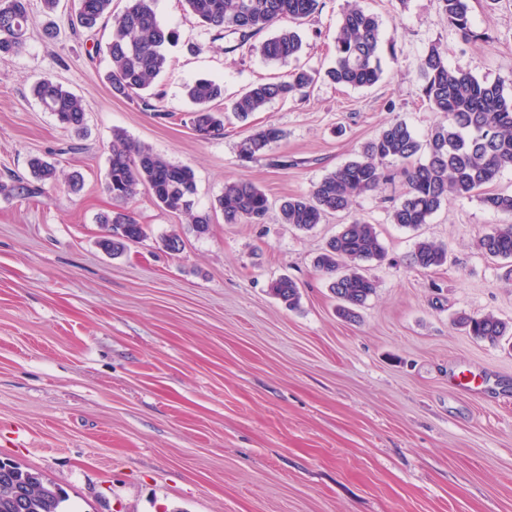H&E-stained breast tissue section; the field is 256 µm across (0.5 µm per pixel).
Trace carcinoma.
<instances>
[{
	"label": "carcinoma",
	"mask_w": 512,
	"mask_h": 512,
	"mask_svg": "<svg viewBox=\"0 0 512 512\" xmlns=\"http://www.w3.org/2000/svg\"><path fill=\"white\" fill-rule=\"evenodd\" d=\"M156 0H128L125 9L112 13V0H78L79 25L95 29L102 21L111 23L107 53L112 68L106 79L112 95L138 99L144 110L162 115L158 96L150 92L167 64V47L173 34L157 19ZM201 23L220 32L238 35L242 45L283 19L303 20L319 10V0H185ZM448 23L463 38L473 35L469 0H441ZM29 0H0V55L13 54L25 44ZM380 23L357 3L344 11L336 37L335 62L326 76L336 84L354 88L374 85L381 76L378 55ZM302 39L291 28L281 29L260 43L257 50L267 61L295 57ZM424 80L423 95L430 109L444 114L447 122L434 126L419 138L408 124L395 119L362 146L359 157L346 162L315 183L306 196L280 200L281 223L310 230L331 212L350 209L353 200L377 189L388 180V167H399L405 191L390 213L391 223L417 229L429 223L443 203L451 199L477 198L488 210L506 217L491 231L482 234L477 249L491 258L512 259V193L490 192L502 170L512 167V97L500 85L479 80L471 71L448 66L445 54L433 46L418 64ZM315 80L313 73L298 70L284 80L258 83L240 96L231 107L234 117L245 121L261 111L273 98H294L305 93ZM33 96L52 113L58 124L69 130L84 129L86 105L82 97L50 79L31 86ZM186 95L195 105L189 123L201 139L224 129L225 115L216 109L224 98V86L202 79L186 86ZM284 138V132L269 124L240 143L245 160L263 156ZM29 175L12 172L0 181V195L32 200L44 193V186L59 180L55 163L41 156L28 161ZM145 187L157 205L175 214L190 216L199 236L209 232L212 215L193 212L197 193L194 170L169 161L152 148L131 140L124 132L112 133L106 190L115 205L102 213L98 223L105 234L100 247L116 256L131 243L146 237V227L136 221L130 208L139 187ZM217 208L226 224H263L272 202L263 189L245 178L224 182ZM385 252L374 225L354 218L331 237L316 260V267L334 276L330 289L340 301L337 312L346 320L356 318V309L365 304L377 288L376 280L365 273L362 263L384 258ZM448 262V250L428 238L415 244L413 264L432 269ZM271 294L290 308L300 301L297 282L286 276L270 284ZM458 325L470 335L496 342L512 336V322L492 313L462 315ZM62 489L41 474L0 460V512H62Z\"/></svg>",
	"instance_id": "cac0c4a2"
}]
</instances>
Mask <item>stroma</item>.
I'll return each mask as SVG.
<instances>
[{
    "mask_svg": "<svg viewBox=\"0 0 512 512\" xmlns=\"http://www.w3.org/2000/svg\"><path fill=\"white\" fill-rule=\"evenodd\" d=\"M359 2L381 28L383 73L364 88L326 76L347 0H320L297 27L300 54L282 62L204 26L184 0H159V22L177 34L156 81L160 118L112 96L110 27L74 34L77 0L51 14L31 0L23 50L0 57V173H26L38 154L84 185L47 187L36 202L0 195V459L59 484L67 512H512V337L493 344L455 322H512L508 263L475 247L501 215L452 200L420 229L401 227L389 218L398 177L309 231L277 209L390 121L421 136L439 122L417 68L431 46L512 94V0H470L468 41L440 0ZM297 68L316 76L303 99L227 116L208 140L191 130L187 83L218 80L230 103ZM42 77L85 99L82 133L30 95ZM269 124L283 140L243 160L240 142ZM116 129L194 170L196 208L213 213L206 235L143 190L134 212L146 238L118 257L99 247ZM235 178L269 196L265 223L213 212ZM355 216L375 225L385 257L367 262L376 292L348 322L314 260ZM174 230L177 252L163 245ZM421 238L447 247L446 265L412 264ZM283 275L300 286L296 308L269 292Z\"/></svg>",
    "mask_w": 512,
    "mask_h": 512,
    "instance_id": "obj_1",
    "label": "stroma"
}]
</instances>
